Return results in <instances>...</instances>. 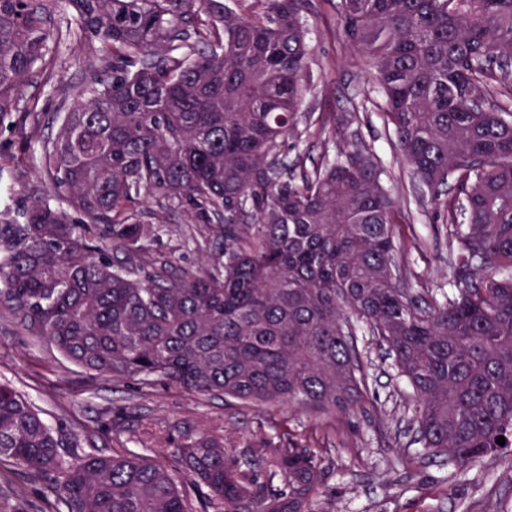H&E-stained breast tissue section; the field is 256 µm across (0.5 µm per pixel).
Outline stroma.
I'll return each mask as SVG.
<instances>
[{
    "label": "stroma",
    "instance_id": "35a3bbf8",
    "mask_svg": "<svg viewBox=\"0 0 512 512\" xmlns=\"http://www.w3.org/2000/svg\"><path fill=\"white\" fill-rule=\"evenodd\" d=\"M314 2L316 11L306 16L313 57L311 88L300 112L303 135L288 139L285 151L289 157H302L311 168L323 160L318 128L359 135L382 161L392 193L409 216L395 231L407 243L402 260L410 288L423 296L451 294L453 272L444 229L416 192L382 113L375 110L361 121L348 120L371 89L367 59L344 40L336 0ZM48 26L56 35L49 47L60 78L49 83L32 71L20 88L18 115L0 122V185L8 188L16 209L36 199L65 207L40 162V150L54 131L56 114L71 109L92 75L107 70L99 44L65 39L66 31L78 28L72 10L58 5ZM221 248L203 225L191 222L189 206L181 203L160 224L150 256L176 277L210 264ZM360 344L368 357L370 413L275 409L201 396L161 380L148 386L92 376L32 336L0 304V383L15 388L66 438L61 453L67 464L88 453L144 455L149 447L173 448L185 437L203 435L223 437L225 447L241 457L261 437L273 448L291 442L315 448L327 471L319 498L322 512H484L491 501L511 507L512 456L488 458L466 481L449 482L444 496L438 494L437 482L446 471L436 463L424 460L413 474L404 473L398 458L417 449L413 394L376 337L363 336ZM54 484V476L0 463V512H66L52 491Z\"/></svg>",
    "mask_w": 512,
    "mask_h": 512
}]
</instances>
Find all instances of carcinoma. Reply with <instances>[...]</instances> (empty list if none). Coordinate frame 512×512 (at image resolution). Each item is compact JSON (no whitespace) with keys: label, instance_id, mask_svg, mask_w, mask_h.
<instances>
[{"label":"carcinoma","instance_id":"cac0c4a2","mask_svg":"<svg viewBox=\"0 0 512 512\" xmlns=\"http://www.w3.org/2000/svg\"><path fill=\"white\" fill-rule=\"evenodd\" d=\"M110 75L58 117L42 162L84 223L46 201L0 207V299L85 371L244 403L364 407L355 336L379 337L416 403L414 455L453 474L512 455V0H339L394 144L457 243L456 291L405 287L384 171L359 137L312 169L281 157L309 86L311 0H66ZM52 0H0V122L33 70L56 76ZM186 201L224 249L210 269L144 280L142 205ZM504 437L505 444L496 443ZM0 384V462L58 476L67 512H317L320 460L261 443L243 461L188 438L160 461L88 454Z\"/></svg>","mask_w":512,"mask_h":512}]
</instances>
